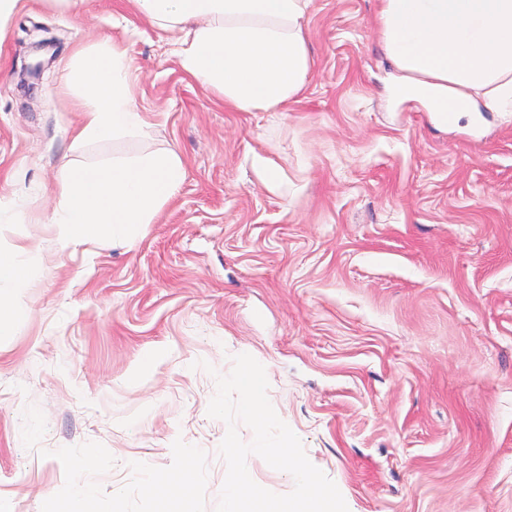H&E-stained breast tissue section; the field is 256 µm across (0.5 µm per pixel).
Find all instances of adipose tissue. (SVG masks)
Instances as JSON below:
<instances>
[{
    "instance_id": "adipose-tissue-1",
    "label": "adipose tissue",
    "mask_w": 512,
    "mask_h": 512,
    "mask_svg": "<svg viewBox=\"0 0 512 512\" xmlns=\"http://www.w3.org/2000/svg\"><path fill=\"white\" fill-rule=\"evenodd\" d=\"M163 31L177 32L174 54L186 75L231 112H284L312 78L306 37L311 0H130ZM379 37L401 86L429 112L448 105L470 111L473 95L512 112V0H378ZM81 114L75 142L120 140L147 124L132 103L125 50L76 55L62 77ZM187 177L171 150L150 152L62 174L52 221L62 246L134 238ZM0 253V334L18 316L12 295L27 282L19 256Z\"/></svg>"
}]
</instances>
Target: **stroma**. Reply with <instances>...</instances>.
<instances>
[{
  "mask_svg": "<svg viewBox=\"0 0 512 512\" xmlns=\"http://www.w3.org/2000/svg\"><path fill=\"white\" fill-rule=\"evenodd\" d=\"M56 38L21 86L31 32ZM303 104L229 112L174 33L124 0H25L0 39V251L24 321L0 335V512H46L94 450V512H216L239 354L348 512H512V114L443 124L389 90L377 0H312ZM125 48L147 136L74 141L72 55ZM170 149L187 177L130 243L60 250L65 167Z\"/></svg>",
  "mask_w": 512,
  "mask_h": 512,
  "instance_id": "stroma-1",
  "label": "stroma"
}]
</instances>
